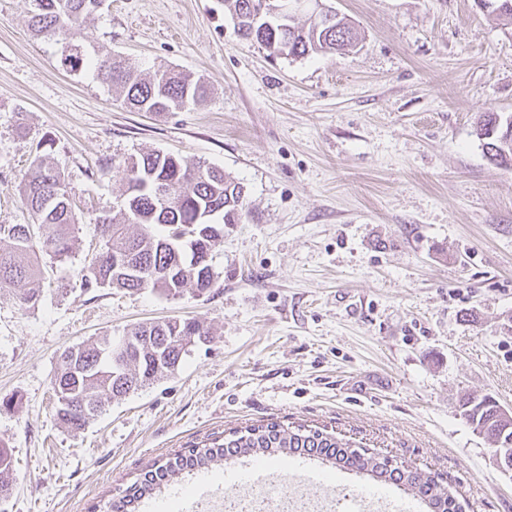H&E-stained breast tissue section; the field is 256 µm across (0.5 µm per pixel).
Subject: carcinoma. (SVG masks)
<instances>
[{"mask_svg":"<svg viewBox=\"0 0 512 512\" xmlns=\"http://www.w3.org/2000/svg\"><path fill=\"white\" fill-rule=\"evenodd\" d=\"M30 17L34 32L61 45L60 66L80 74L93 69L96 79L118 85L124 102L140 112H177L198 105L208 96L207 86L172 68L144 73L112 53H98L90 58L80 46L68 41L69 31L85 17L97 12L98 0H34ZM260 0H224V7L238 20L241 36L254 41L271 53L295 58L311 54H335L357 39L347 18L336 17L329 26L312 18L297 23V15L288 19L291 33L281 29L276 19L256 17L253 7ZM499 114L490 112L480 121L477 133L488 137L485 145L498 146L497 137L489 136ZM126 190L119 210L104 217L102 227L111 247L92 260L84 275L87 288L151 290L177 296L188 290L199 295L210 290L215 272L211 251L226 224L240 223L245 211L241 183L223 169L205 166L186 158L163 152H149L125 162ZM24 201L42 232L31 235L28 224L0 225V288L9 287L24 306L40 297L41 268L36 252L58 261L72 252L76 242V218L73 202L64 180L47 159L37 156L24 180ZM187 235L191 248L176 253L170 248L177 233ZM132 256L149 270L172 267L180 277L165 280L160 276H136L121 279L112 271V254ZM136 345L126 350L122 340L110 336L64 350L52 382L54 394H66L82 402L86 410L72 411L56 404V416L73 430L83 429L102 413L105 405L120 399L137 386H146L155 377L173 373L191 342L209 339L208 325L197 319H171L142 323L129 331ZM127 357L126 372H117L113 357ZM465 416L474 430L493 443L512 437V417L499 412L495 401L466 400ZM249 456L264 460L269 456L295 458L310 456L337 467L368 474L382 483L403 487L425 505L428 512H462L458 497L435 477L414 473L404 466L388 462L366 449L325 430L305 425L283 426L279 423L250 425L177 453L151 468L124 490L119 502L124 507L152 497L156 489L169 485L187 472L209 470L229 458ZM13 480L11 456L0 448V492L8 490Z\"/></svg>","mask_w":512,"mask_h":512,"instance_id":"obj_1","label":"carcinoma"}]
</instances>
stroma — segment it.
<instances>
[{
    "label": "stroma",
    "mask_w": 512,
    "mask_h": 512,
    "mask_svg": "<svg viewBox=\"0 0 512 512\" xmlns=\"http://www.w3.org/2000/svg\"><path fill=\"white\" fill-rule=\"evenodd\" d=\"M329 3L357 45L291 58L240 38L224 0H105L70 42L210 89L155 115L60 70L58 44L29 28L34 0H0V224L33 223L21 185L40 154L78 237L65 262L41 256L35 304L0 290V444L16 474L0 512H96L154 460L263 421L439 476L465 512H512V478L459 408L488 394L512 412V168L477 134L485 113L512 115V25L477 0ZM151 150L244 187L204 294L82 285L126 159ZM197 317L212 339L175 374L85 429L59 422L65 349Z\"/></svg>",
    "instance_id": "obj_1"
}]
</instances>
